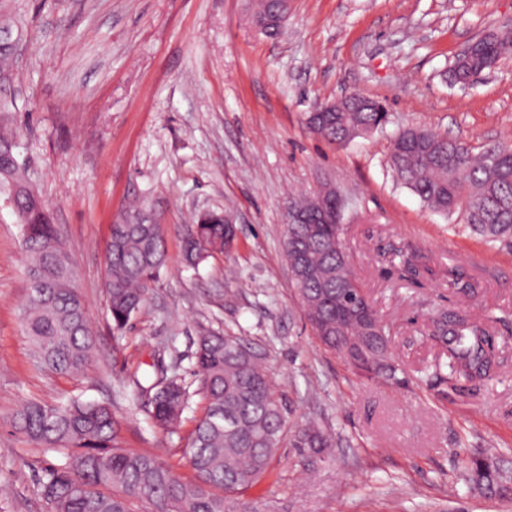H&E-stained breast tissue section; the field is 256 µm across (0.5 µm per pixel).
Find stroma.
I'll list each match as a JSON object with an SVG mask.
<instances>
[{"label": "stroma", "instance_id": "obj_1", "mask_svg": "<svg viewBox=\"0 0 512 512\" xmlns=\"http://www.w3.org/2000/svg\"><path fill=\"white\" fill-rule=\"evenodd\" d=\"M17 11L27 31L11 126L97 341L80 376L33 365L22 229L0 198V486L9 488L0 512H47L37 484L56 459L10 425L25 400L110 402L121 448L193 479L184 450L205 410L193 353L207 330L248 339L291 424L313 421L335 440L310 459L283 440L271 474L247 493L262 512H512V495L479 488L465 468L487 448L490 471L512 474V250L430 211L388 165L405 127L476 150L512 145V54L469 86L449 81L469 42L512 30V0H291L275 38L255 27L251 0H18ZM351 93L386 106L383 130L343 147L308 130L317 104ZM327 183L346 200L342 239L390 326L401 382L360 378L325 351L295 297L288 201ZM137 201L161 224L168 261L118 334L105 245ZM212 211L233 216L234 243L188 266L179 229ZM412 250L433 275L406 271ZM452 268L464 287L449 282ZM478 310L490 316L497 370L455 392L428 372L447 359L429 324ZM158 356L178 363L196 391L174 433L125 389Z\"/></svg>", "mask_w": 512, "mask_h": 512}]
</instances>
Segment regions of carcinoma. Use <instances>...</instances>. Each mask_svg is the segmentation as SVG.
Wrapping results in <instances>:
<instances>
[{"label": "carcinoma", "instance_id": "cac0c4a2", "mask_svg": "<svg viewBox=\"0 0 512 512\" xmlns=\"http://www.w3.org/2000/svg\"><path fill=\"white\" fill-rule=\"evenodd\" d=\"M15 0H0V28L22 30L11 17ZM512 50V36L493 32L479 39L473 53L455 60L450 80L460 84L468 71ZM14 56L0 50V116L16 110ZM336 111L308 113L311 132L331 144L345 145L384 128L389 113L358 107L344 98ZM17 142L0 133V192H15L23 226L22 245L29 258V283L37 284L23 309L26 335L37 363L59 375L81 373L93 356L96 339L85 300L74 284L72 263L44 202L25 178ZM390 169L421 202L448 217H461L486 243L512 248V146L493 143L477 154L467 144L426 128L396 133ZM133 206L111 225L106 242L105 291L112 327L120 332L140 311L166 265L162 227L139 224ZM182 260L197 266L230 248L235 225L210 212L181 226ZM287 261L299 262L292 275L295 293L323 347L338 355L359 376L397 379L398 364L388 325L358 281L341 238L339 224H287ZM429 337L446 349L448 386L465 391L490 379L496 367L492 339L482 322L464 315L431 321ZM243 339L215 331L197 337L195 366L206 410L185 454L196 478L181 480L150 453L118 446V422L107 402L69 400L56 405L25 401L11 427L36 447L61 455L64 462L44 471L39 493L49 512H134L132 502L151 512H258L238 496L270 474V465L288 430V409L276 394L260 358L246 354ZM144 377L131 376L137 395L153 397L154 423L173 430L189 407L192 393L179 372L157 364ZM334 440L314 423L293 435L295 448L320 455Z\"/></svg>", "mask_w": 512, "mask_h": 512}]
</instances>
